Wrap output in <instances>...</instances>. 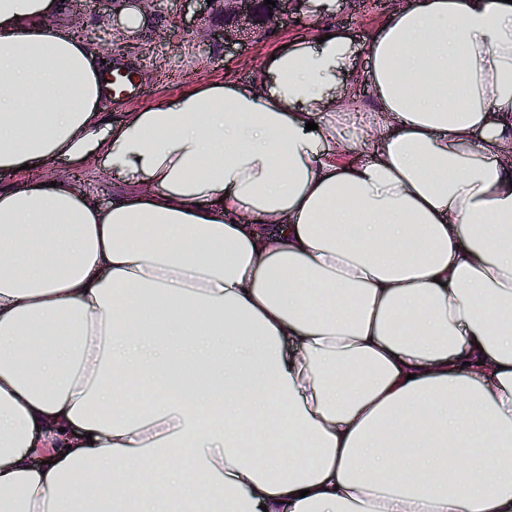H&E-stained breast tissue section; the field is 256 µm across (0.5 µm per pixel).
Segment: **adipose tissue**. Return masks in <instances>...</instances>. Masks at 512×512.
Returning <instances> with one entry per match:
<instances>
[{
    "mask_svg": "<svg viewBox=\"0 0 512 512\" xmlns=\"http://www.w3.org/2000/svg\"><path fill=\"white\" fill-rule=\"evenodd\" d=\"M58 8L0 0V169L133 192L0 191V512H512V0L393 11L370 112L336 30L107 131ZM35 170L48 178L66 182L77 191L90 196L102 208L112 205V200L123 185L120 172L108 165L104 156L99 153L88 156L80 164L61 157L48 158ZM63 173L69 176L62 177Z\"/></svg>",
    "mask_w": 512,
    "mask_h": 512,
    "instance_id": "obj_1",
    "label": "adipose tissue"
}]
</instances>
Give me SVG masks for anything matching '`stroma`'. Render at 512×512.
I'll return each instance as SVG.
<instances>
[{"mask_svg":"<svg viewBox=\"0 0 512 512\" xmlns=\"http://www.w3.org/2000/svg\"><path fill=\"white\" fill-rule=\"evenodd\" d=\"M390 14L381 0H329L323 9L303 0L289 10L276 34L230 45L218 35L221 22L207 0H153L142 25L134 30L113 18L110 0H64L50 25L81 36L96 49L112 40L127 43L126 51L106 55L105 62L120 61L132 68L145 93L130 100L103 101L100 119L109 126L127 113L197 84L231 79L264 86L271 56L297 35L313 37L333 27L350 36L358 48H365ZM38 170L50 178H65L69 186L103 208L111 206L123 183L120 172L97 153L79 164L49 158Z\"/></svg>","mask_w":512,"mask_h":512,"instance_id":"1","label":"stroma"}]
</instances>
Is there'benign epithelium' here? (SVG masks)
Returning a JSON list of instances; mask_svg holds the SVG:
<instances>
[{
  "label": "benign epithelium",
  "mask_w": 512,
  "mask_h": 512,
  "mask_svg": "<svg viewBox=\"0 0 512 512\" xmlns=\"http://www.w3.org/2000/svg\"><path fill=\"white\" fill-rule=\"evenodd\" d=\"M294 0H276V6L262 0H212L211 5L224 13V43H234L257 34H270L287 16Z\"/></svg>",
  "instance_id": "1"
}]
</instances>
